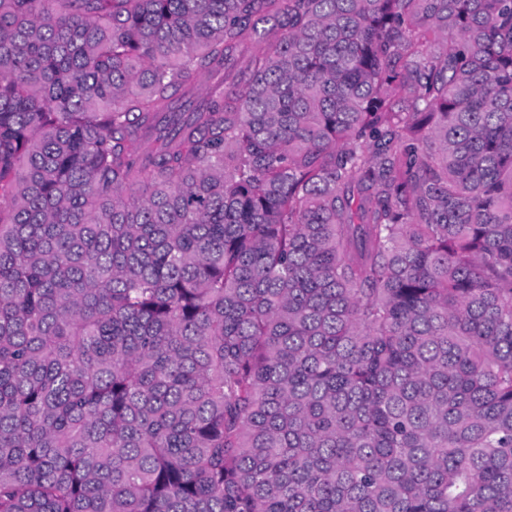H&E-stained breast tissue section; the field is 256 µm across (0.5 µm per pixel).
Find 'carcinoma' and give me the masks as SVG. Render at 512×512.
Wrapping results in <instances>:
<instances>
[{
  "label": "carcinoma",
  "instance_id": "carcinoma-1",
  "mask_svg": "<svg viewBox=\"0 0 512 512\" xmlns=\"http://www.w3.org/2000/svg\"><path fill=\"white\" fill-rule=\"evenodd\" d=\"M2 199L0 512H512V0H0Z\"/></svg>",
  "mask_w": 512,
  "mask_h": 512
}]
</instances>
